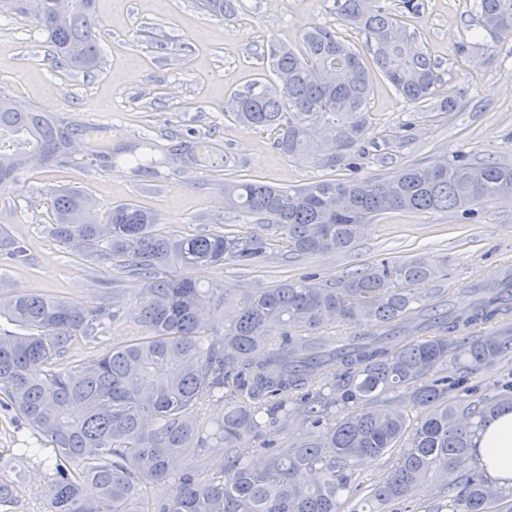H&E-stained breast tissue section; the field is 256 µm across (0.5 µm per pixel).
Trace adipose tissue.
<instances>
[{
  "instance_id": "ef3b65f1",
  "label": "adipose tissue",
  "mask_w": 512,
  "mask_h": 512,
  "mask_svg": "<svg viewBox=\"0 0 512 512\" xmlns=\"http://www.w3.org/2000/svg\"><path fill=\"white\" fill-rule=\"evenodd\" d=\"M472 453L489 477L503 486L512 485V409L505 407L486 418L472 438Z\"/></svg>"
}]
</instances>
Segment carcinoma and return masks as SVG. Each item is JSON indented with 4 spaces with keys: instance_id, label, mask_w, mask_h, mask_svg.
Returning a JSON list of instances; mask_svg holds the SVG:
<instances>
[{
    "instance_id": "obj_1",
    "label": "carcinoma",
    "mask_w": 512,
    "mask_h": 512,
    "mask_svg": "<svg viewBox=\"0 0 512 512\" xmlns=\"http://www.w3.org/2000/svg\"><path fill=\"white\" fill-rule=\"evenodd\" d=\"M240 0H200L207 13L231 17ZM94 0H73L60 14L56 0L29 12L23 0H0L41 31L57 68H100ZM420 0H402L401 13L382 0H334L336 22L362 30L372 62L405 102L429 98L436 64L407 32L404 14ZM479 25L512 37V0H478ZM277 83L234 94L226 111L240 123L277 132L276 148L290 158L315 151L325 133L330 169L350 166L369 131L371 73L336 30L304 31L298 48L270 49ZM204 139L180 136L167 146L142 140L112 147L95 128L57 120L0 94V190L17 186L37 156L40 167L131 166L143 177L159 159L198 165ZM512 199V166L475 161L465 153L433 167L408 166L381 179H325L281 189L239 176L224 178V204L251 220L247 235H163L156 216L133 202L104 211L83 189L55 191L54 233L81 254L144 275V297L132 312L142 335L118 339L99 356L71 362L74 346L94 339L118 317L114 301L96 307L50 294L0 285V408L18 431L10 459L49 448L50 512H140L146 485L166 481L170 496L153 512H389L436 484L447 512H512V487L489 479L471 452L484 418L512 406V384L494 398L470 384L478 367L512 352V276L471 282L455 306L416 285L443 276L425 257L380 260L324 288L288 280L244 298L224 333L204 317L224 293L178 278L171 269H209L234 261L248 266L265 252L267 235L288 251L329 253L350 247L377 215L390 210L475 215L490 200ZM24 258L0 226V247ZM351 334L322 340L329 326ZM460 340L448 342V336ZM403 393L404 405L384 401ZM304 410L315 431L287 448L272 442L224 462L205 455L180 473L169 460L191 444L213 441L231 450L274 437ZM395 454L387 474L357 502L356 471L366 457ZM17 504L15 486L0 478V512Z\"/></svg>"
}]
</instances>
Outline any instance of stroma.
Wrapping results in <instances>:
<instances>
[{"label": "stroma", "instance_id": "obj_1", "mask_svg": "<svg viewBox=\"0 0 512 512\" xmlns=\"http://www.w3.org/2000/svg\"><path fill=\"white\" fill-rule=\"evenodd\" d=\"M419 14L407 15L441 81L433 99L406 103L379 71H372L370 131L357 146L352 169H329L319 156L296 160L274 146L275 131L243 126L224 113L234 93L274 82L268 59L272 44L298 45L301 34L335 21L333 0H242L235 16L203 12L197 0H95L101 23L99 71L86 76L55 69L42 33L0 12V93L29 102L67 121L99 128L112 146L141 138L166 144L189 130L207 137L213 149L200 167L170 164L156 176L133 174L127 165L45 168L21 177L16 189L0 191V226L26 248L24 261L0 257V276L26 292L72 297L98 305L106 292L119 299L121 314L90 347H109L113 337L138 336L128 317L143 280L109 264L78 258L53 234L51 193L76 187L91 193L100 208L132 201L155 213L158 232L174 235L217 229L244 234L253 226L225 208V161L238 175L277 187H299L323 179L384 178L410 165H432L463 152L512 165V37L489 34L475 22L476 0H421ZM466 56H459V46ZM453 96L455 110L437 111ZM430 257L443 261L439 288L456 303L474 280L495 281L512 266V200L489 201L468 220L454 211H387L349 248L327 254L288 252L270 237L252 265L226 262L207 270L179 269L205 288L223 289L230 303L208 326L222 332L232 304L279 282L313 276L338 286L369 264L388 258ZM49 451L29 456L15 477L19 512H49L46 496Z\"/></svg>", "mask_w": 512, "mask_h": 512}]
</instances>
